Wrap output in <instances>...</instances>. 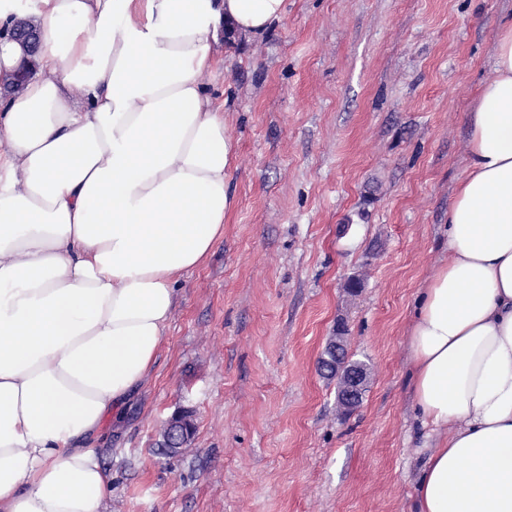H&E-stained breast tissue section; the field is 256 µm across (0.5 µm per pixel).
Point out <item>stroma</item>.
<instances>
[{"label": "stroma", "instance_id": "stroma-1", "mask_svg": "<svg viewBox=\"0 0 512 512\" xmlns=\"http://www.w3.org/2000/svg\"><path fill=\"white\" fill-rule=\"evenodd\" d=\"M509 19L512 0H285L264 35L220 42L204 84L234 202L176 285L149 378L93 442L105 512H413L428 440L409 327ZM340 322L370 373L348 414L318 368ZM184 410L195 432L165 454Z\"/></svg>", "mask_w": 512, "mask_h": 512}]
</instances>
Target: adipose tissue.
<instances>
[{"label":"adipose tissue","instance_id":"1","mask_svg":"<svg viewBox=\"0 0 512 512\" xmlns=\"http://www.w3.org/2000/svg\"><path fill=\"white\" fill-rule=\"evenodd\" d=\"M285 0H0V512H103L90 439L144 382L179 277L224 236L234 147L203 82ZM434 445L418 512H512V24L469 114L448 257L409 335ZM13 35L21 41L26 48L28 63L33 64V58L37 51V28L29 17H20L15 20Z\"/></svg>","mask_w":512,"mask_h":512}]
</instances>
